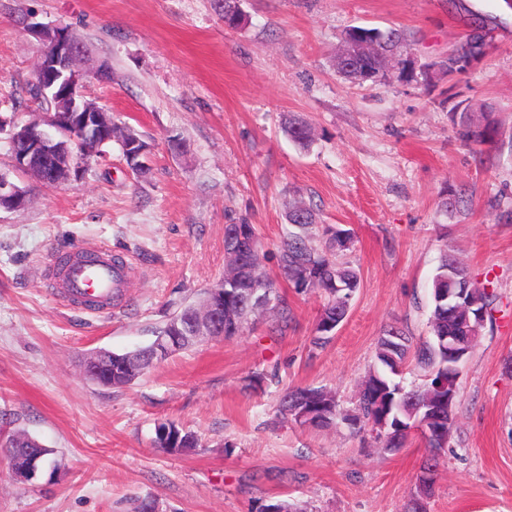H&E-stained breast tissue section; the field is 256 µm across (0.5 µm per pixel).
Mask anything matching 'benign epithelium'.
<instances>
[{"label":"benign epithelium","mask_w":512,"mask_h":512,"mask_svg":"<svg viewBox=\"0 0 512 512\" xmlns=\"http://www.w3.org/2000/svg\"><path fill=\"white\" fill-rule=\"evenodd\" d=\"M27 28L39 44L35 85L42 94L54 96L57 109L42 113L38 121L13 126L9 134L11 158L14 167L33 177L37 184L63 187L81 179L84 169L73 164L71 150L56 144L57 136L64 135L72 141L78 134L85 142L96 146L112 139V116L86 100L84 95L87 79L103 80L109 66L102 62L92 69L82 68V58L89 54V50L65 26L29 23ZM377 51L379 46L374 34L352 29L344 37L343 51L336 54V64L346 67L354 55ZM399 59L432 78L437 75V67L418 63L412 51H393L390 62ZM29 199L28 191L0 173V208L20 210L28 205ZM197 321L200 327L197 341L216 338V330L224 322V293L221 290H210L197 311ZM178 331L179 327L175 325L169 335L156 341L154 356L160 358L180 350L183 337Z\"/></svg>","instance_id":"1"}]
</instances>
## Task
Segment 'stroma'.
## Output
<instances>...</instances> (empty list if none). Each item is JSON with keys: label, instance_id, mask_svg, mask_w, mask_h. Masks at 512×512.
Here are the masks:
<instances>
[{"label": "stroma", "instance_id": "obj_1", "mask_svg": "<svg viewBox=\"0 0 512 512\" xmlns=\"http://www.w3.org/2000/svg\"><path fill=\"white\" fill-rule=\"evenodd\" d=\"M226 29L216 0H0V116L37 118L28 89L38 43L23 20L61 24L107 62L112 79L87 100L150 145L146 176L119 147L60 188L12 173L6 133L0 171L30 204L0 210V417L53 448L57 467L28 483L0 452V512H404L425 453L420 437L396 452L346 425L318 429L278 411L283 389L335 392L350 407L384 327L429 334L428 296L449 249L496 300L459 380L457 431L434 475L429 512H512V157L481 164L457 139L447 94L492 108L512 135V8L504 0H242ZM485 19L487 53L427 87L389 75L358 84L334 59L350 26L403 30L419 62L446 55ZM296 115L314 128L308 150L282 130ZM177 138L181 150L168 146ZM466 190L467 206L443 208ZM304 201L323 223L350 230L345 261L361 287L324 348L310 344L319 294L271 277L293 319L270 317L154 364L135 382L89 381L93 350L148 344L181 305L224 273V227L253 224L266 250ZM111 249L130 268L109 313L67 306L43 271L71 246ZM277 371L278 383L250 385ZM173 423L196 432L185 454L157 448Z\"/></svg>", "mask_w": 512, "mask_h": 512}]
</instances>
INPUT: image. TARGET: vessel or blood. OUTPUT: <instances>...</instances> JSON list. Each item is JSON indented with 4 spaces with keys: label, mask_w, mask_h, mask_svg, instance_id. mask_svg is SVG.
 Wrapping results in <instances>:
<instances>
[{
    "label": "vessel or blood",
    "mask_w": 512,
    "mask_h": 512,
    "mask_svg": "<svg viewBox=\"0 0 512 512\" xmlns=\"http://www.w3.org/2000/svg\"><path fill=\"white\" fill-rule=\"evenodd\" d=\"M90 250L96 254V261L88 262L76 256L64 267L49 268L45 285L68 304L83 307L92 302L108 311L112 308L114 289L126 284L127 272L113 266L106 248L94 244Z\"/></svg>",
    "instance_id": "b4317fda"
}]
</instances>
